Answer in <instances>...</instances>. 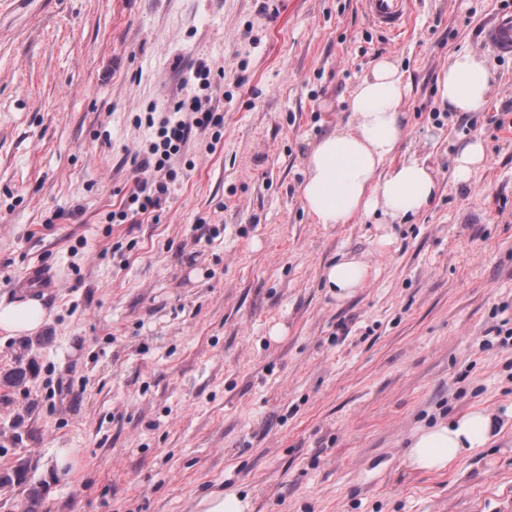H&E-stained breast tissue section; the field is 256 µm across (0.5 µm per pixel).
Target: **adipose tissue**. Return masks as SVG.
<instances>
[{"label": "adipose tissue", "instance_id": "1", "mask_svg": "<svg viewBox=\"0 0 512 512\" xmlns=\"http://www.w3.org/2000/svg\"><path fill=\"white\" fill-rule=\"evenodd\" d=\"M495 81V72L478 53L451 54L437 79L436 103L452 113L477 111ZM408 86L404 72L393 62L378 61L352 91L347 125L314 143L300 194L316 223L347 224L360 216L400 224L430 204L438 182L427 160H393L407 134L402 106ZM368 272L367 263L345 256L331 263L324 277L330 290L347 296L361 287ZM49 323L39 298L0 303V331L9 335L33 338L44 334ZM499 423V416L478 409L421 429L412 438L406 465L433 473L446 471L489 442Z\"/></svg>", "mask_w": 512, "mask_h": 512}]
</instances>
